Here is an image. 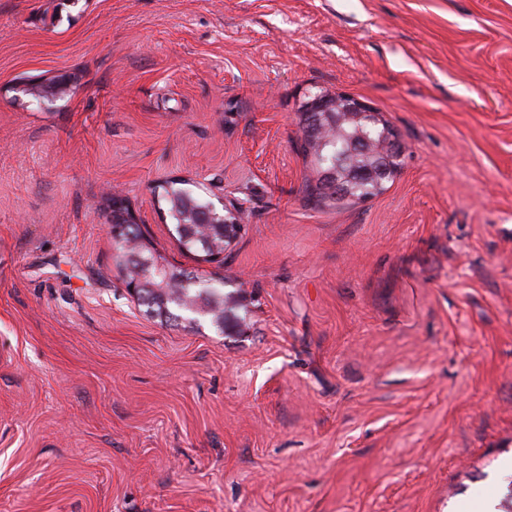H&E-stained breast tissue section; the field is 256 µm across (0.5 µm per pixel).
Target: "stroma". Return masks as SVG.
Returning a JSON list of instances; mask_svg holds the SVG:
<instances>
[{"instance_id": "stroma-1", "label": "stroma", "mask_w": 512, "mask_h": 512, "mask_svg": "<svg viewBox=\"0 0 512 512\" xmlns=\"http://www.w3.org/2000/svg\"><path fill=\"white\" fill-rule=\"evenodd\" d=\"M318 93L396 131L382 193L308 202ZM173 180L242 207L225 262L173 237ZM110 196L223 279V329L128 293ZM511 492L512 0H0V512Z\"/></svg>"}]
</instances>
